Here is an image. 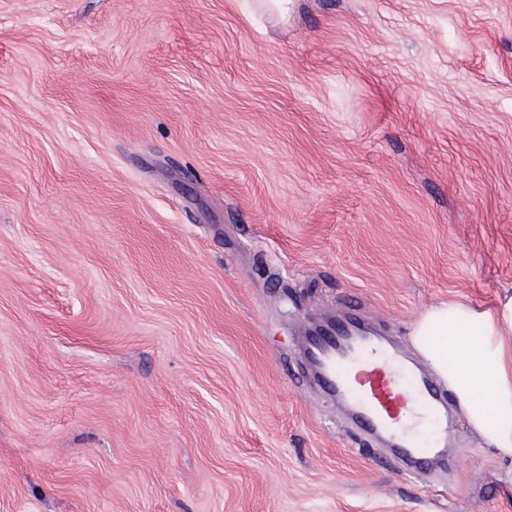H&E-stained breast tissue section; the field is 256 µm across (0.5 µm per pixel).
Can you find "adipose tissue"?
<instances>
[{
    "mask_svg": "<svg viewBox=\"0 0 512 512\" xmlns=\"http://www.w3.org/2000/svg\"><path fill=\"white\" fill-rule=\"evenodd\" d=\"M410 335L453 392L469 429L512 462V296L493 312L456 302L433 306Z\"/></svg>",
    "mask_w": 512,
    "mask_h": 512,
    "instance_id": "obj_1",
    "label": "adipose tissue"
}]
</instances>
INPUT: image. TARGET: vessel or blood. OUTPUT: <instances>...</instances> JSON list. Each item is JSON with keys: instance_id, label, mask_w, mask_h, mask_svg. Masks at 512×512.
<instances>
[{"instance_id": "obj_1", "label": "vessel or blood", "mask_w": 512, "mask_h": 512, "mask_svg": "<svg viewBox=\"0 0 512 512\" xmlns=\"http://www.w3.org/2000/svg\"><path fill=\"white\" fill-rule=\"evenodd\" d=\"M309 353L324 387L354 408L360 434L386 435L400 455L415 463L419 450L405 430L409 419H426L437 446L445 447L455 423L437 407L439 390L432 379L398 350L345 324L312 337Z\"/></svg>"}]
</instances>
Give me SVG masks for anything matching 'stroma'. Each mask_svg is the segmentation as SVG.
Returning <instances> with one entry per match:
<instances>
[{
	"instance_id": "1",
	"label": "stroma",
	"mask_w": 512,
	"mask_h": 512,
	"mask_svg": "<svg viewBox=\"0 0 512 512\" xmlns=\"http://www.w3.org/2000/svg\"><path fill=\"white\" fill-rule=\"evenodd\" d=\"M0 0V512H512L309 375L512 295V0ZM236 2H239L242 11L248 18H256V14L259 12L266 17L267 21L278 24L287 23L289 5L294 0H243Z\"/></svg>"
}]
</instances>
